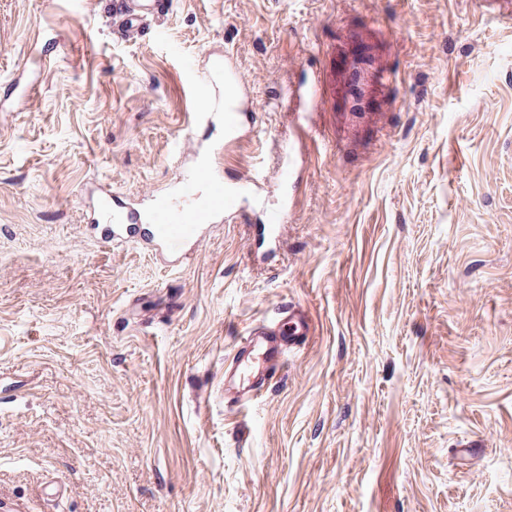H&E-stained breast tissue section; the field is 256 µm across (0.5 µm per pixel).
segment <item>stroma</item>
<instances>
[{
    "label": "stroma",
    "mask_w": 512,
    "mask_h": 512,
    "mask_svg": "<svg viewBox=\"0 0 512 512\" xmlns=\"http://www.w3.org/2000/svg\"><path fill=\"white\" fill-rule=\"evenodd\" d=\"M113 2L0 0V512H512V22L389 0L393 44L352 0H170L132 34ZM359 42L404 75L375 111L403 115L301 181L287 236L309 260L250 269L228 221L173 269L86 229L98 183L172 193L212 55L264 100L307 56L333 139ZM288 121L267 113L218 170L275 177ZM295 306L313 340L243 435L231 339Z\"/></svg>",
    "instance_id": "stroma-1"
}]
</instances>
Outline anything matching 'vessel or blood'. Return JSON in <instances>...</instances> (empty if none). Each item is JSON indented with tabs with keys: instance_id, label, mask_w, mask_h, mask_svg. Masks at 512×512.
I'll return each instance as SVG.
<instances>
[{
	"instance_id": "b4317fda",
	"label": "vessel or blood",
	"mask_w": 512,
	"mask_h": 512,
	"mask_svg": "<svg viewBox=\"0 0 512 512\" xmlns=\"http://www.w3.org/2000/svg\"><path fill=\"white\" fill-rule=\"evenodd\" d=\"M124 11L129 24H136L143 13L165 8V0H115ZM289 71L299 72L298 80L290 82L276 102L258 99L251 92V83L239 70L232 55L214 58L207 70L195 80L188 114L189 134L181 151L195 156V165L183 168V182L224 184V207L213 211L211 219L220 223L231 219L244 226L258 225L257 241L247 244L249 265L265 263L283 244V233L293 215L291 190L303 172L311 171L324 146L319 130L320 110L324 103V81L302 57L288 61ZM378 75L369 70L364 49H357L347 67V88L355 106L351 116L361 128L372 125L377 115L368 109V94ZM293 115L297 125L294 138L277 143L276 187H269L262 168H246L217 179L210 161L198 160V133L223 127L225 143L253 137L260 118L268 109ZM201 188L194 195L174 192L167 202L171 221L156 224L140 197L119 196L110 192L98 195L89 206L88 223L108 224L116 238L146 241L156 250L174 258L177 263L200 259V244L208 227L196 216L205 201ZM312 340V322L305 310L291 308L284 316L257 322L246 336L239 338L233 356L224 366V404L238 411L256 402L268 392L284 370L289 350H304Z\"/></svg>"
}]
</instances>
